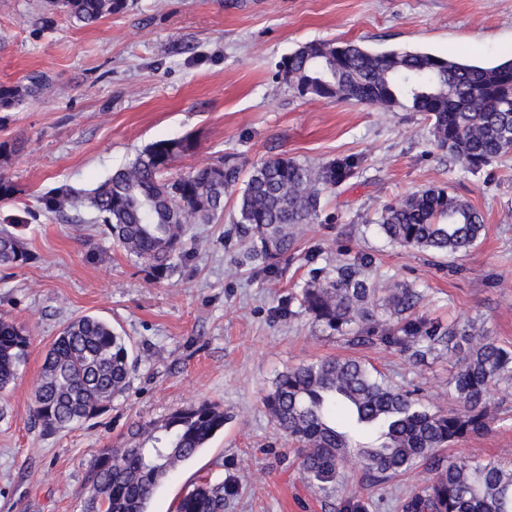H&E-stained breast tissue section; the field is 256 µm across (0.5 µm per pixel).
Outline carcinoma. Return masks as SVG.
<instances>
[{
    "label": "carcinoma",
    "instance_id": "cac0c4a2",
    "mask_svg": "<svg viewBox=\"0 0 512 512\" xmlns=\"http://www.w3.org/2000/svg\"><path fill=\"white\" fill-rule=\"evenodd\" d=\"M76 22L90 26L129 8V0H57ZM282 74L301 97L336 99L418 112L437 147L477 173L512 153V58L491 66L460 55L411 49L372 52L355 42H309L285 56ZM45 84L32 71L26 83L0 85V112L28 102ZM195 149L187 137L159 139L95 187L60 184L40 198L41 211L59 216L83 209L106 235L160 280L185 256L191 224L231 216L249 243L247 260L271 272L292 249L295 229L318 218L324 193L349 181L364 159L350 154L314 166L292 157L250 167L234 154L168 176L172 162ZM482 214L445 188H428L384 204L378 230L392 243L439 254L465 253L481 237ZM23 224L0 225V268L26 265ZM367 262L340 258L319 268L300 293V307L323 331L348 342L376 336L389 348L423 362L435 344L448 347L456 371L449 385L456 407L432 409L416 393L391 384L373 365L349 357L301 363L278 373L262 398L279 429L295 444L303 479L326 502L340 479L360 472L371 484L428 472L402 512H512V462L446 458L441 451L490 430L489 393L512 381V350L476 326L446 327L420 315L415 288L381 290ZM31 338L0 316V392L15 383ZM134 359L125 338L105 321H70L49 346L34 391L32 414L46 432L72 428L100 414L125 392ZM227 416L209 402L191 404L157 425H138L128 443L105 448L92 463L84 512H149L158 487L192 459ZM235 484L202 476L175 512H224Z\"/></svg>",
    "mask_w": 512,
    "mask_h": 512
}]
</instances>
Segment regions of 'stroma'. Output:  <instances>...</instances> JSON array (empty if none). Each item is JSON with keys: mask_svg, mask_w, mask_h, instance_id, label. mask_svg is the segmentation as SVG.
<instances>
[{"mask_svg": "<svg viewBox=\"0 0 512 512\" xmlns=\"http://www.w3.org/2000/svg\"><path fill=\"white\" fill-rule=\"evenodd\" d=\"M321 41L493 64L512 56V0H129L125 12L88 27L48 0H0V84L34 70L48 76L0 120V143L12 149L0 157V173L19 189L0 201V221L38 214L24 233L29 263L0 268V315L32 338L14 387L0 393V512H83L102 449L121 446L136 424L202 401L224 410V430L159 487L150 512H174L210 473L236 484L224 512H401L420 485L421 470L378 486L350 473L323 503L304 486L262 397L288 367L353 357L397 386L421 389L430 405L453 408L446 347L421 364L376 339L335 338L300 313L299 293L313 269L365 257L370 279L421 291L419 313L473 322L512 348V154L473 174L435 146L421 114L300 97L278 65ZM185 136L196 148L172 164L174 175L227 154L319 165L357 153L364 162L325 194L318 219L303 225L273 274L240 264L245 246L227 219L191 225L186 258L156 282L91 213L75 221L41 212L48 189L90 186L147 144ZM441 185L483 214L486 231L474 249L435 254L379 233L383 204ZM86 314L125 336L138 366L99 415L42 432L32 397L46 351L69 320ZM491 403L490 431L446 455L512 460V381L493 389Z\"/></svg>", "mask_w": 512, "mask_h": 512, "instance_id": "stroma-1", "label": "stroma"}]
</instances>
